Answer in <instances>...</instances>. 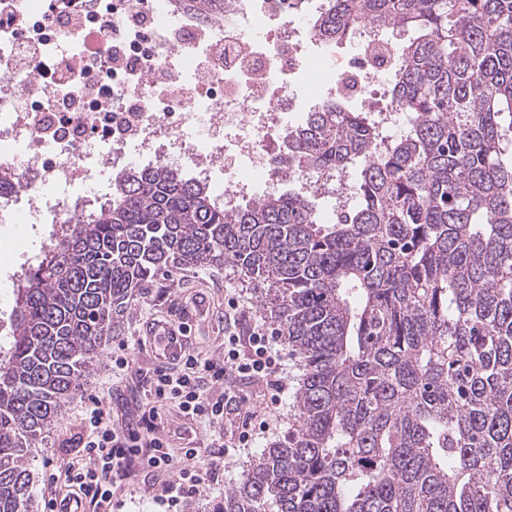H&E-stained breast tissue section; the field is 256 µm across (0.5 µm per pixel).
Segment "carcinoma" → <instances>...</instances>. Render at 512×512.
I'll use <instances>...</instances> for the list:
<instances>
[{
	"instance_id": "1",
	"label": "carcinoma",
	"mask_w": 512,
	"mask_h": 512,
	"mask_svg": "<svg viewBox=\"0 0 512 512\" xmlns=\"http://www.w3.org/2000/svg\"><path fill=\"white\" fill-rule=\"evenodd\" d=\"M403 31L387 102H328L288 159L357 171L333 223L274 188L235 212L159 164L117 174L17 288L0 349V512H29V458L120 329L129 296L230 265L300 360L288 433L220 512H512V0H326L324 43Z\"/></svg>"
}]
</instances>
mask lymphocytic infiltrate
I'll return each instance as SVG.
<instances>
[{
	"mask_svg": "<svg viewBox=\"0 0 512 512\" xmlns=\"http://www.w3.org/2000/svg\"><path fill=\"white\" fill-rule=\"evenodd\" d=\"M242 312L240 293H232L224 304L228 334L223 357L202 358L188 347L178 362L154 367L140 426L112 417L98 396L84 400L81 414L87 427L82 453L67 463L63 476H49L46 512H54L62 493L88 500L92 512H121L125 496L131 493L125 482L135 466L165 473L154 501L164 512H183L189 501L200 496L209 478L271 431L272 418L260 419L245 412L232 444L224 442L226 416L247 401L237 380L264 381L274 407L280 405L288 388L277 336L262 325L248 335L237 334L235 327ZM172 404L185 420L204 432L206 443L180 442L161 426L162 412ZM210 444L215 446V453H207Z\"/></svg>",
	"mask_w": 512,
	"mask_h": 512,
	"instance_id": "lymphocytic-infiltrate-1",
	"label": "lymphocytic infiltrate"
}]
</instances>
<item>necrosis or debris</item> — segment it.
Listing matches in <instances>:
<instances>
[{
    "mask_svg": "<svg viewBox=\"0 0 512 512\" xmlns=\"http://www.w3.org/2000/svg\"><path fill=\"white\" fill-rule=\"evenodd\" d=\"M0 0V224H57L92 205L97 168L163 162L217 186L232 211L294 180L304 193L351 199L346 177L288 164L296 99L315 108L347 85L384 84L388 63L358 28L359 52L311 53L309 0H224L199 14L190 0Z\"/></svg>",
    "mask_w": 512,
    "mask_h": 512,
    "instance_id": "obj_1",
    "label": "necrosis or debris"
}]
</instances>
